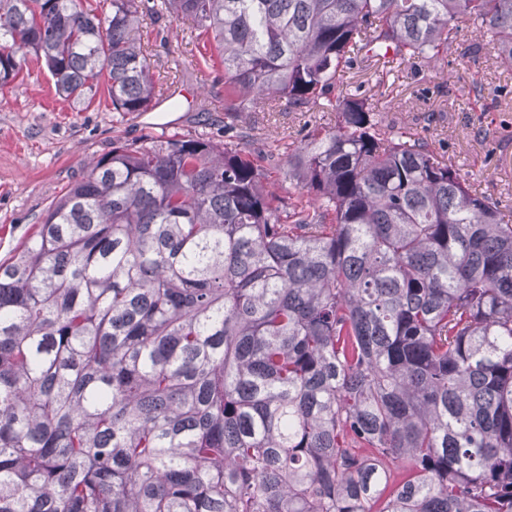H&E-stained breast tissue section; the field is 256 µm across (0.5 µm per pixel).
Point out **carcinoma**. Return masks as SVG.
Here are the masks:
<instances>
[{
	"label": "carcinoma",
	"instance_id": "cac0c4a2",
	"mask_svg": "<svg viewBox=\"0 0 512 512\" xmlns=\"http://www.w3.org/2000/svg\"><path fill=\"white\" fill-rule=\"evenodd\" d=\"M0 0V89L146 112L138 31L209 35L224 143L112 141L0 263V512H512V210L385 122L389 75L512 0ZM339 113L288 154L250 112Z\"/></svg>",
	"mask_w": 512,
	"mask_h": 512
}]
</instances>
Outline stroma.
I'll return each instance as SVG.
<instances>
[{
  "label": "stroma",
  "mask_w": 512,
  "mask_h": 512,
  "mask_svg": "<svg viewBox=\"0 0 512 512\" xmlns=\"http://www.w3.org/2000/svg\"><path fill=\"white\" fill-rule=\"evenodd\" d=\"M139 37L179 106L159 97L152 111L127 115L113 111L102 90L75 108L55 96L44 62L33 58L0 90V262L86 174L88 162L110 151L113 140L188 132L223 140L224 87L214 81L222 68L208 35L165 15L143 25ZM480 40L466 27L458 34V52L440 55L434 64L382 80L351 70L343 80L359 88L387 122L417 132L450 159L477 190L512 206V72L503 71L488 46L478 57L463 56V49ZM475 82L485 88L477 102L465 96ZM252 119L264 138L285 143L300 142L312 126L336 125L335 113L318 108L256 112ZM483 127L491 129L489 139L478 137Z\"/></svg>",
  "instance_id": "obj_1"
}]
</instances>
